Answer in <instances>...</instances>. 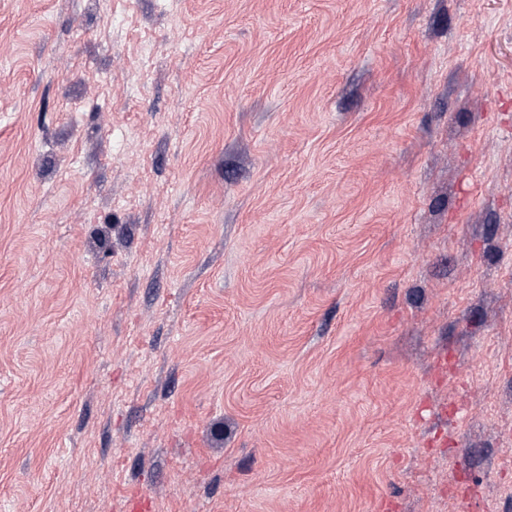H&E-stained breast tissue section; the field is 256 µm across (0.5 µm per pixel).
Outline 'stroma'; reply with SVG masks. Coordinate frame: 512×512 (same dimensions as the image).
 I'll use <instances>...</instances> for the list:
<instances>
[{"label":"stroma","instance_id":"obj_1","mask_svg":"<svg viewBox=\"0 0 512 512\" xmlns=\"http://www.w3.org/2000/svg\"><path fill=\"white\" fill-rule=\"evenodd\" d=\"M512 512V0H0V512Z\"/></svg>","mask_w":512,"mask_h":512}]
</instances>
